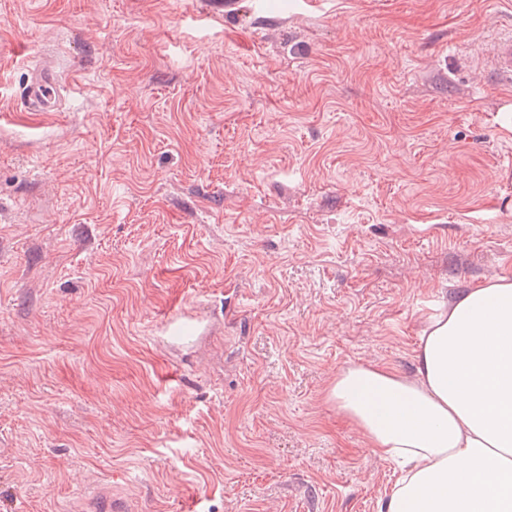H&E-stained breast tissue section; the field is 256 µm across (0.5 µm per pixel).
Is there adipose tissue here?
Listing matches in <instances>:
<instances>
[{"label":"adipose tissue","mask_w":512,"mask_h":512,"mask_svg":"<svg viewBox=\"0 0 512 512\" xmlns=\"http://www.w3.org/2000/svg\"><path fill=\"white\" fill-rule=\"evenodd\" d=\"M414 372L337 370L326 400L398 474L380 512H512V278L430 316Z\"/></svg>","instance_id":"obj_1"}]
</instances>
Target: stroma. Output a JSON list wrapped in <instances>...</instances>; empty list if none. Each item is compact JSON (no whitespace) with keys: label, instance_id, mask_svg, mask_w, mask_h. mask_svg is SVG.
<instances>
[{"label":"stroma","instance_id":"35a3bbf8","mask_svg":"<svg viewBox=\"0 0 512 512\" xmlns=\"http://www.w3.org/2000/svg\"><path fill=\"white\" fill-rule=\"evenodd\" d=\"M512 0H0V512H378L324 399L512 277ZM52 61L61 111L29 112ZM198 314L214 329L166 327ZM487 78L512 85V34L494 37L489 45L484 67ZM121 511L112 507V492L108 485H97L85 498L83 512Z\"/></svg>","mask_w":512,"mask_h":512}]
</instances>
